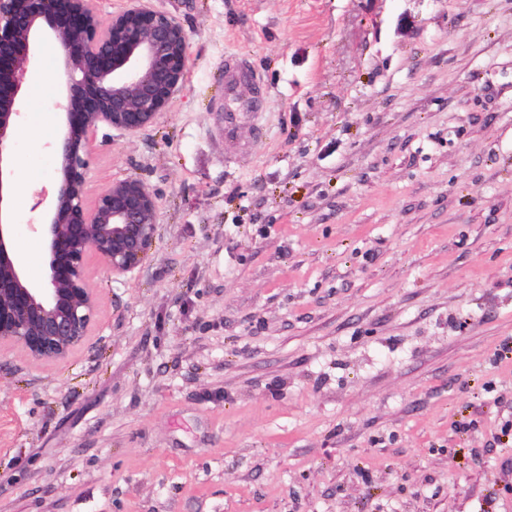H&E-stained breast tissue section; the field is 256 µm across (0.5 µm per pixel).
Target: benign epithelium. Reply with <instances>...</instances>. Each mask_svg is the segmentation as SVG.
I'll return each mask as SVG.
<instances>
[{
  "mask_svg": "<svg viewBox=\"0 0 512 512\" xmlns=\"http://www.w3.org/2000/svg\"><path fill=\"white\" fill-rule=\"evenodd\" d=\"M48 37L60 42L53 72L61 86L58 168L40 224L45 272L33 283L16 249L9 137L20 116L24 64ZM188 58L182 25L140 0L109 19L92 0H0V347L18 346L41 363L67 359L87 341L97 315L88 255L115 279L147 256L157 231V194L140 179H125L88 207L90 135L133 134L153 124L185 81Z\"/></svg>",
  "mask_w": 512,
  "mask_h": 512,
  "instance_id": "benign-epithelium-1",
  "label": "benign epithelium"
}]
</instances>
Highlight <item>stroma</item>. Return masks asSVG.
Returning <instances> with one entry per match:
<instances>
[{
  "label": "stroma",
  "instance_id": "1",
  "mask_svg": "<svg viewBox=\"0 0 512 512\" xmlns=\"http://www.w3.org/2000/svg\"><path fill=\"white\" fill-rule=\"evenodd\" d=\"M183 86L98 130L157 234L57 364L0 351V512H512V0H145ZM267 134L225 164L224 55ZM54 40L27 65L17 240L52 190Z\"/></svg>",
  "mask_w": 512,
  "mask_h": 512
}]
</instances>
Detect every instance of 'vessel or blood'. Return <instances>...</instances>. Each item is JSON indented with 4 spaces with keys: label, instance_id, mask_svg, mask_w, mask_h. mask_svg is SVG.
I'll return each mask as SVG.
<instances>
[{
    "label": "vessel or blood",
    "instance_id": "1",
    "mask_svg": "<svg viewBox=\"0 0 512 512\" xmlns=\"http://www.w3.org/2000/svg\"><path fill=\"white\" fill-rule=\"evenodd\" d=\"M268 106L265 82L251 61L236 53L224 57V126L225 144L236 145L242 130L260 137L259 118Z\"/></svg>",
    "mask_w": 512,
    "mask_h": 512
}]
</instances>
